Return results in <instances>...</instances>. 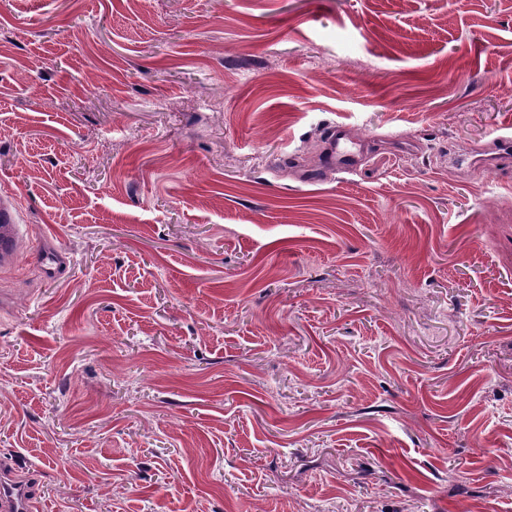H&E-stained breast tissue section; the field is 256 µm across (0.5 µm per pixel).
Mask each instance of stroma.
I'll return each mask as SVG.
<instances>
[{
	"instance_id": "35a3bbf8",
	"label": "stroma",
	"mask_w": 512,
	"mask_h": 512,
	"mask_svg": "<svg viewBox=\"0 0 512 512\" xmlns=\"http://www.w3.org/2000/svg\"><path fill=\"white\" fill-rule=\"evenodd\" d=\"M507 125L512 0H0V467L47 512H512V166L453 161ZM327 163L340 171L353 170L360 161L358 144L348 139L341 125L333 126L327 134Z\"/></svg>"
}]
</instances>
